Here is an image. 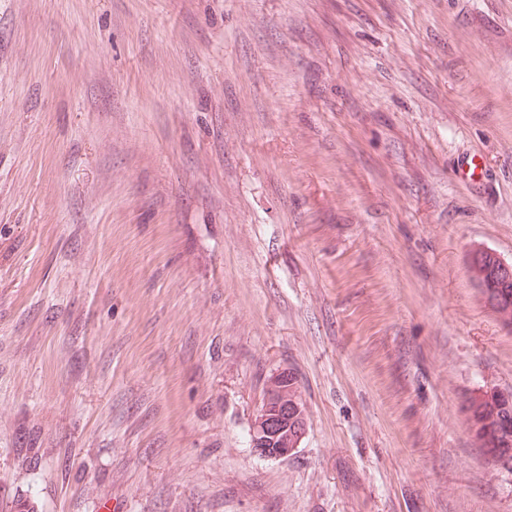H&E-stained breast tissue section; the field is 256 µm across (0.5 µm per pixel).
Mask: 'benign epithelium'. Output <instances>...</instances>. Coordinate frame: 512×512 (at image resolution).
<instances>
[{"mask_svg": "<svg viewBox=\"0 0 512 512\" xmlns=\"http://www.w3.org/2000/svg\"><path fill=\"white\" fill-rule=\"evenodd\" d=\"M288 384V373L281 372L267 384L250 426L251 446L265 458L286 459L299 447L308 430L307 411L278 394ZM293 443H288V434Z\"/></svg>", "mask_w": 512, "mask_h": 512, "instance_id": "obj_1", "label": "benign epithelium"}]
</instances>
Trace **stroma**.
<instances>
[{"label": "stroma", "instance_id": "obj_1", "mask_svg": "<svg viewBox=\"0 0 512 512\" xmlns=\"http://www.w3.org/2000/svg\"><path fill=\"white\" fill-rule=\"evenodd\" d=\"M478 248L512 262V0H0V512H512ZM282 386L283 397L288 398L278 394L277 389ZM294 399L302 401L296 375L290 371L275 374L266 386L250 426L251 446L263 457L286 459L296 451L305 437L308 430L307 411L306 408L302 411L296 401L288 404ZM288 419L293 424L291 447H288V443L292 442V439L288 440L291 432V428L288 430ZM494 391L503 397L511 394ZM495 392L482 390L466 406L469 430L487 455L512 448V400H502Z\"/></svg>", "mask_w": 512, "mask_h": 512}]
</instances>
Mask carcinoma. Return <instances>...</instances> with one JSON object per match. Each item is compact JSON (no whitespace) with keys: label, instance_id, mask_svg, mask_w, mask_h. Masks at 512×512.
Here are the masks:
<instances>
[{"label":"carcinoma","instance_id":"obj_1","mask_svg":"<svg viewBox=\"0 0 512 512\" xmlns=\"http://www.w3.org/2000/svg\"><path fill=\"white\" fill-rule=\"evenodd\" d=\"M495 263L488 254L470 262L475 285H485L491 280L512 296V280L503 284V278L494 273ZM466 412L469 430L485 454L512 448V400H502L497 393L486 389L468 400Z\"/></svg>","mask_w":512,"mask_h":512}]
</instances>
